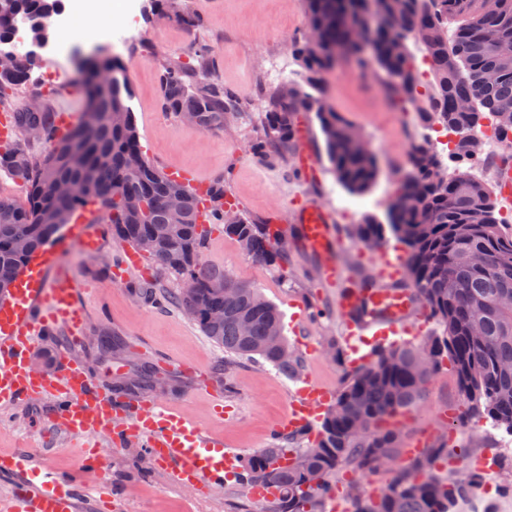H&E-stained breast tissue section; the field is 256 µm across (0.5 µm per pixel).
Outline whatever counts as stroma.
Segmentation results:
<instances>
[{"instance_id":"stroma-1","label":"stroma","mask_w":512,"mask_h":512,"mask_svg":"<svg viewBox=\"0 0 512 512\" xmlns=\"http://www.w3.org/2000/svg\"><path fill=\"white\" fill-rule=\"evenodd\" d=\"M180 8L198 17V26H187L172 12L156 14L151 0H141L138 37L126 49V76L133 88L129 106L141 148L162 170H192L203 184L223 180L226 193L249 219L274 218L288 248L287 265L256 261L225 235L220 224L209 227L202 261L256 288L279 307L284 333L303 355L302 374L288 376L270 365L225 353L180 309L138 298L133 288L143 279L156 283L158 290L172 292L183 288L184 282L149 260L139 268L125 267L127 247L113 240L101 211L95 214L94 226L103 241L99 253H85L71 238L61 246L56 266L57 274L70 277L79 289L88 312L86 337L80 347L71 348L60 332L43 341L37 351L52 355L56 373L68 359L81 361L105 388L132 370L151 367L167 378L168 388L149 390V397L181 408L204 434L221 437L225 450L244 457L269 445L270 428L287 416L301 378L338 392L351 359L350 354L339 357L327 351L330 342L344 340L336 312L337 290L322 280L320 260L300 244L299 226L293 219L297 203L305 195L339 214L338 260L351 273L344 286L356 287L359 278L373 272L375 252L353 241V226L367 216L386 221L418 124L414 113L391 106L378 80L364 78L348 60L338 61L323 77V97L363 133L378 157L380 175L367 194L350 196L336 181L314 113L299 112L293 124L305 127L319 162L317 183L307 186L296 178L293 159L272 165L252 156L250 147L262 134L256 113H230L224 128L206 131L164 111L160 94L163 61L193 60L201 44L211 50V78L242 99L258 101L261 90L298 79L301 67L289 44L306 29L305 0H180ZM347 201L354 209L344 218L340 211ZM101 329L122 342L120 358L100 361L96 333ZM201 378L223 395L229 409L224 420H217L211 400L196 392ZM460 411L457 377L446 364L431 376L422 396L390 420L399 434L401 452L396 464L362 478V491L380 492L397 465L407 463L406 448L444 443L458 462L452 468L437 464L436 475L453 477L465 469L466 459L476 456L488 457L494 468L492 479L459 498L453 512H512V494L499 492L500 487L512 485V450L503 449L500 439L483 430L481 421L459 424ZM48 414L49 405L43 401L0 405V450L33 452L37 461H49L58 471L80 478L70 441L51 424ZM97 448L115 476L111 512H259L251 493L236 482L205 492L180 490L168 483L143 448H113L105 437L98 438Z\"/></svg>"}]
</instances>
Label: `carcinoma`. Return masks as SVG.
Returning <instances> with one entry per match:
<instances>
[{
	"label": "carcinoma",
	"mask_w": 512,
	"mask_h": 512,
	"mask_svg": "<svg viewBox=\"0 0 512 512\" xmlns=\"http://www.w3.org/2000/svg\"><path fill=\"white\" fill-rule=\"evenodd\" d=\"M306 6L307 30L318 33L319 40L311 46L305 33L292 43L302 80L288 81L293 88L289 96H283L280 85L261 96L262 135L251 146L259 161L285 159L294 148L293 115L313 112L337 182L354 195L373 185L379 174L377 156L356 144L354 125L321 94L324 74L341 58L351 59L360 71L373 67L380 72L390 101L414 112L419 125L439 123L473 132L490 115L508 125L506 130L497 127L498 138L512 145V58L494 50L512 42V0H494L492 8L487 0H306ZM62 8V0H0V45L11 41L15 20H24L30 36L38 37L41 32L33 24ZM450 15L463 17L451 32ZM352 26L368 29V46L350 42ZM414 49L430 63L431 94L418 90ZM195 59L192 64L170 58L163 64L164 111L178 117L193 113L202 130L224 128L228 112L252 111L210 79L209 47L200 46ZM37 66L24 60L9 76H0V103L26 86ZM119 68L109 58L82 69L87 108L98 115L86 129L76 124L55 139V110L39 93L33 95V106L15 112L20 138L0 149V171L25 188L27 203L0 197V299L31 256L56 234L57 225L48 223L46 214L68 218L77 208L92 206L111 214L116 239L185 278V288L164 298L195 321L213 344L240 359L297 374L302 365L297 350H290L286 359L279 357L288 339L276 306L256 289L201 262L206 212L223 224L224 208L233 206L224 184L217 181L199 192L148 160L130 169L129 158L142 150L126 104L131 87L112 77ZM465 103L471 109H463ZM32 126L40 127L51 143L42 157L28 149ZM481 150V140L471 135L456 141L454 154L477 162ZM61 181L79 182L82 190L60 197L56 185ZM176 189L182 203L178 222L168 209ZM397 193L407 204L389 214V223L367 217L355 225L354 237L363 244L392 240L405 250L408 283L441 333L419 347L395 343L375 348L347 374L314 441L303 445L297 434H286L244 461L240 484L276 490L264 500L263 512H322L337 469L367 475L396 458L399 435L380 423L420 398L425 383L445 363L458 379L460 420L482 418L512 434V303L502 302L512 296V234L496 218L487 184L467 171L448 176V166L425 141L411 142ZM224 234L259 262L288 263L282 233L274 224L242 216L238 224H224ZM19 237L27 241L24 252L14 247ZM227 280L235 293L218 287ZM214 311L223 313L222 321L211 319ZM243 319L250 325L246 336L240 330ZM444 451L441 445L412 460L375 498L352 487L354 512H451L479 479L470 471L451 481L437 477L435 464Z\"/></svg>",
	"instance_id": "carcinoma-1"
}]
</instances>
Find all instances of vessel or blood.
Returning <instances> with one entry per match:
<instances>
[{
	"instance_id": "obj_1",
	"label": "vessel or blood",
	"mask_w": 512,
	"mask_h": 512,
	"mask_svg": "<svg viewBox=\"0 0 512 512\" xmlns=\"http://www.w3.org/2000/svg\"><path fill=\"white\" fill-rule=\"evenodd\" d=\"M308 251L320 257L330 281L343 278L335 262L339 241L334 216L312 201L301 202L295 215ZM57 249L35 253L26 272L16 280L8 300L0 301V405L42 399L52 407L54 425L72 440L81 469L96 475L93 488L47 467H37L26 452L0 456V512H86L96 493L112 487V471L103 465L91 441L107 433L111 447L138 444L179 486L206 490L223 485L236 468L232 452L206 439L181 409L156 400H131L101 392L78 363L68 362L56 374L33 371L36 343L65 332L79 345L87 328L78 290L64 278L53 277ZM376 281L363 290L339 292L336 311L346 327V346L358 352L369 336L404 333L419 317L410 290L398 287L402 263L379 254ZM331 392L305 383L286 418L274 428L283 433L307 426L332 400Z\"/></svg>"
}]
</instances>
